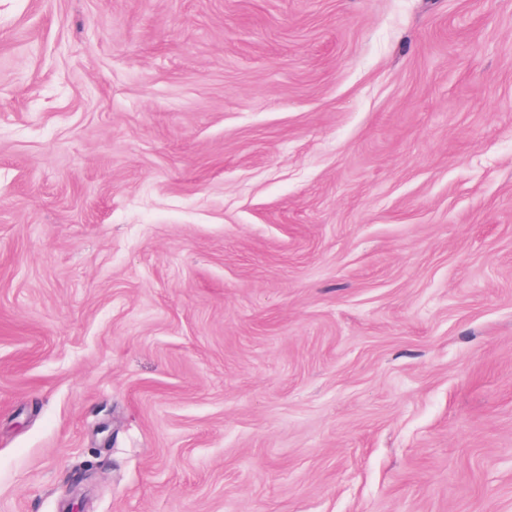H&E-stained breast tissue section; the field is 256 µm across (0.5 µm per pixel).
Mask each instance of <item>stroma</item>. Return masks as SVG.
<instances>
[{
	"mask_svg": "<svg viewBox=\"0 0 512 512\" xmlns=\"http://www.w3.org/2000/svg\"><path fill=\"white\" fill-rule=\"evenodd\" d=\"M512 512V0H0V512Z\"/></svg>",
	"mask_w": 512,
	"mask_h": 512,
	"instance_id": "obj_1",
	"label": "stroma"
}]
</instances>
